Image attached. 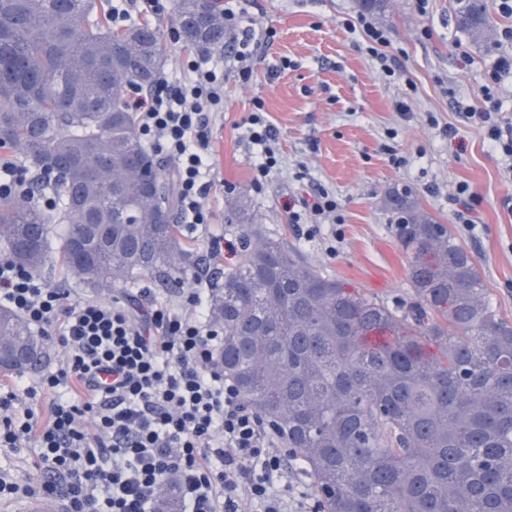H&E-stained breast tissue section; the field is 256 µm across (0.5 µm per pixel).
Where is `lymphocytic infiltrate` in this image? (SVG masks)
I'll use <instances>...</instances> for the list:
<instances>
[{"label":"lymphocytic infiltrate","instance_id":"1","mask_svg":"<svg viewBox=\"0 0 512 512\" xmlns=\"http://www.w3.org/2000/svg\"><path fill=\"white\" fill-rule=\"evenodd\" d=\"M350 33L378 65L385 81L401 79L404 66L389 53L384 27L366 17L345 20ZM495 57L481 87V108L469 118L498 153L502 175L512 181V115L499 95L512 79V26L501 28ZM180 78L160 76L150 92L132 91L128 107L139 136L162 146L175 168L182 223H212L209 199L219 189L209 162L211 117L224 105V72L203 56L183 60ZM248 143L260 150L255 185L280 169L279 136L254 100L244 121ZM335 196L317 190L291 223L317 232L340 221ZM146 324L119 302L72 299L68 289L0 260V304L18 312L44 336L56 337L63 359L37 382L0 387V452L37 444L39 476L19 484L0 471V502L60 497L66 512H164L174 492L182 512H320L311 494L289 484L294 459L275 449L270 428L243 402L224 375V338L208 314L205 289L181 302L142 289ZM79 383L82 398H56L41 413L38 393Z\"/></svg>","mask_w":512,"mask_h":512}]
</instances>
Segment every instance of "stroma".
<instances>
[{
    "label": "stroma",
    "mask_w": 512,
    "mask_h": 512,
    "mask_svg": "<svg viewBox=\"0 0 512 512\" xmlns=\"http://www.w3.org/2000/svg\"><path fill=\"white\" fill-rule=\"evenodd\" d=\"M489 29L474 36L459 27L453 0H428L418 13L413 0H391L379 25L390 32L391 53L417 85L410 100L412 116L401 120L395 105L404 83L382 80L374 63L358 46L344 22L358 16L356 0H224L226 12L250 27L258 42L254 81L241 85L234 72L224 73V115L212 125L213 170L232 190L216 194L214 224L199 231L191 247L201 257L203 284L223 280L233 256H216L208 239L236 241L228 221L229 204L246 196L265 237L282 239L327 275L361 287L392 305L408 301L407 258L383 201L410 187L428 212L451 224L472 253L492 304L512 320V214L501 205L512 196V182L492 152L483 131L462 118V107L478 108L483 73L504 18L495 0H486ZM273 39H266V32ZM470 64H462L459 50ZM262 98L279 133L281 168L263 189L252 184L255 151L244 136L242 121L254 98ZM459 129V141L442 136L439 125ZM402 157L393 165L390 156ZM469 183L482 199L474 230L452 224L450 196L459 182ZM324 188L342 205L339 225H326L314 237L290 223L286 201L308 197ZM41 277L69 289L73 299L126 300L137 309L138 289L153 287L147 277L120 281L111 288L77 284L60 263Z\"/></svg>",
    "instance_id": "stroma-1"
}]
</instances>
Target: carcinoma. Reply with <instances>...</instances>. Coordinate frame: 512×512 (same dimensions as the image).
<instances>
[{"label":"carcinoma","mask_w":512,"mask_h":512,"mask_svg":"<svg viewBox=\"0 0 512 512\" xmlns=\"http://www.w3.org/2000/svg\"><path fill=\"white\" fill-rule=\"evenodd\" d=\"M480 34L485 0H457ZM180 39L224 45V0H173ZM158 29H114L97 0H0V147L21 150L58 205L0 199V250L23 269L55 261L87 288L193 268L171 223L175 181L126 102L163 64ZM412 299L397 307L322 273L231 210L244 243L212 294L221 362L243 401L298 456L325 512H512V320L468 249L418 193L389 195ZM69 221L53 244L54 225ZM87 224L100 245L75 246ZM433 344L436 351L428 352ZM42 339L0 307V374L26 373Z\"/></svg>","instance_id":"cac0c4a2"}]
</instances>
